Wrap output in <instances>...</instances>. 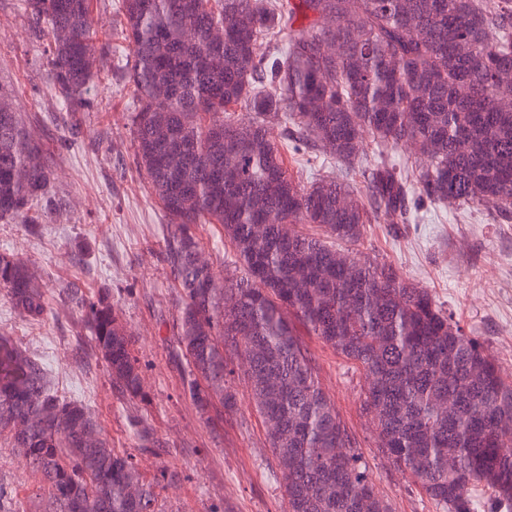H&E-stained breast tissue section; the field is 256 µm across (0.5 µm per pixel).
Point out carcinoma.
<instances>
[{
    "mask_svg": "<svg viewBox=\"0 0 512 512\" xmlns=\"http://www.w3.org/2000/svg\"><path fill=\"white\" fill-rule=\"evenodd\" d=\"M20 2L32 31L48 38L60 103L80 111L89 85L112 68L90 0ZM120 10L139 174L169 218L163 261L181 298L173 359L196 407L209 420L233 410L235 361L247 356L241 381L267 425L288 512H391L297 320L362 368V410L379 447L443 512H475L471 488L480 485L492 491L487 512H512V386L427 289L356 249L365 225L397 232L426 201L488 206L512 223V93L500 88L512 73V0H121ZM238 104L244 118L224 115ZM410 143L423 164L395 161ZM285 147L329 156L345 179L300 186ZM52 175L40 143L1 100L0 221L37 225L55 210ZM201 224L221 225L234 247L220 288L212 263L199 259ZM0 288L26 320L45 319L40 276L9 251L0 252ZM61 288L113 385L144 397L109 295L90 298L76 281ZM227 295L236 297L230 311ZM4 432L48 485L50 512H155L154 487L132 459L1 335Z\"/></svg>",
    "mask_w": 512,
    "mask_h": 512,
    "instance_id": "1",
    "label": "carcinoma"
}]
</instances>
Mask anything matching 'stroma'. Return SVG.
<instances>
[{"mask_svg":"<svg viewBox=\"0 0 512 512\" xmlns=\"http://www.w3.org/2000/svg\"><path fill=\"white\" fill-rule=\"evenodd\" d=\"M45 39L33 34L18 0H0V99L29 125L54 164L56 211L41 232L0 221V250H14L39 268L50 314L32 324L0 290V334L42 361L51 388L85 405L117 452L130 455L153 484L157 512H287L283 479L269 449L266 427L249 401L211 426L182 387L172 361L173 325L180 295L162 258L167 218L138 173L129 124L134 99L120 73L97 81L78 112L62 109L48 80ZM419 223L393 233L384 224L364 229L361 251L391 264L427 288L468 333L482 341L512 385V223L497 224L489 210L425 205ZM80 279L87 295L109 290L135 339L146 400L113 387L103 361L78 349L76 309L65 306L62 281ZM312 353L325 393L335 405L379 494L392 512H442L413 479L379 448L361 409L362 370L313 336ZM143 420L158 448L144 451L131 427ZM176 482H169L170 472ZM40 476L9 442L0 443V512H48Z\"/></svg>","mask_w":512,"mask_h":512,"instance_id":"obj_1","label":"stroma"}]
</instances>
